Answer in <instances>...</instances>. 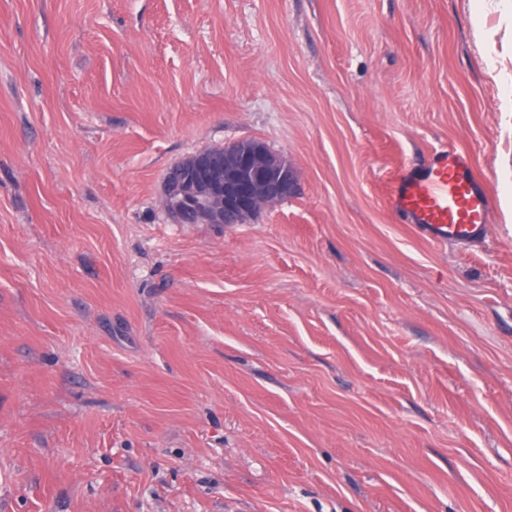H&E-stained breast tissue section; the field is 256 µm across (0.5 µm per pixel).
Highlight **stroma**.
Here are the masks:
<instances>
[{"label":"stroma","mask_w":512,"mask_h":512,"mask_svg":"<svg viewBox=\"0 0 512 512\" xmlns=\"http://www.w3.org/2000/svg\"><path fill=\"white\" fill-rule=\"evenodd\" d=\"M0 0V512H512V0ZM255 138L295 196L178 224ZM494 209L419 237L401 167ZM162 205L179 224L254 220L262 209L295 194L288 163L253 139L225 146L223 158L201 149L167 172ZM390 205L433 242L468 243L483 235L492 198L469 152L452 146L434 151L419 167L399 169Z\"/></svg>","instance_id":"35a3bbf8"}]
</instances>
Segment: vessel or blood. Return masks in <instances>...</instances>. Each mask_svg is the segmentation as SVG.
<instances>
[{
	"label": "vessel or blood",
	"instance_id": "vessel-or-blood-1",
	"mask_svg": "<svg viewBox=\"0 0 512 512\" xmlns=\"http://www.w3.org/2000/svg\"><path fill=\"white\" fill-rule=\"evenodd\" d=\"M390 205L431 241L468 243L483 235L492 198L469 152L453 146L434 151L421 166L399 169Z\"/></svg>",
	"mask_w": 512,
	"mask_h": 512
}]
</instances>
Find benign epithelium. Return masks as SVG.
Masks as SVG:
<instances>
[{
  "instance_id": "7a95c632",
  "label": "benign epithelium",
  "mask_w": 512,
  "mask_h": 512,
  "mask_svg": "<svg viewBox=\"0 0 512 512\" xmlns=\"http://www.w3.org/2000/svg\"><path fill=\"white\" fill-rule=\"evenodd\" d=\"M163 186L162 205L179 224L252 220L297 191L288 163L252 139L226 145L222 157L197 151L170 168Z\"/></svg>"
}]
</instances>
